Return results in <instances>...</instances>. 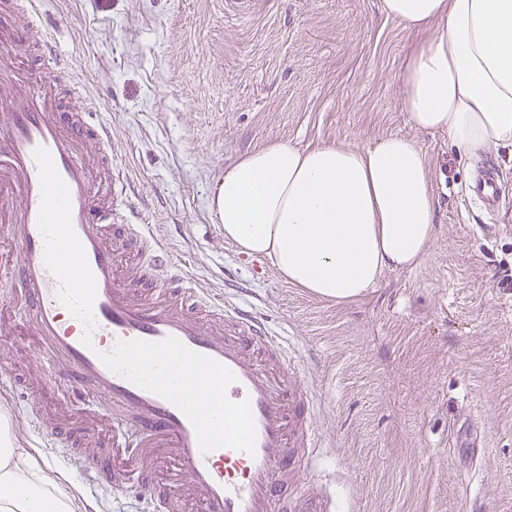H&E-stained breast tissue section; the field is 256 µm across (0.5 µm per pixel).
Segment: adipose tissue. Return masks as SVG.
Here are the masks:
<instances>
[{
	"label": "adipose tissue",
	"instance_id": "ef3b65f1",
	"mask_svg": "<svg viewBox=\"0 0 512 512\" xmlns=\"http://www.w3.org/2000/svg\"><path fill=\"white\" fill-rule=\"evenodd\" d=\"M414 38L399 106L412 127L474 154L512 144V0H380ZM429 158L416 140L368 146L275 141L224 171L210 208L225 240L323 300L362 298L422 264L435 235ZM45 470L0 434V512H75Z\"/></svg>",
	"mask_w": 512,
	"mask_h": 512
}]
</instances>
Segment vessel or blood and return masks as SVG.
Returning <instances> with one entry per match:
<instances>
[{
	"mask_svg": "<svg viewBox=\"0 0 512 512\" xmlns=\"http://www.w3.org/2000/svg\"><path fill=\"white\" fill-rule=\"evenodd\" d=\"M65 58L57 41L41 42L34 85L16 86L9 57L0 58V335L21 329L36 336V354L56 366L70 404L94 390L110 422L143 434L138 450L113 440L103 456L73 446L50 453L88 478L130 488L147 512H334L330 495L314 497L296 473L318 446L313 394L299 380L304 364L274 335L255 306L230 305L223 292L199 293L187 266L150 225L137 223L134 187L112 166V131L94 112L47 111L45 82ZM46 147L70 189L72 223L97 282L96 327L84 346V327L58 299V282L44 265L37 218L41 202L37 147ZM496 215L503 184L484 168L465 190ZM178 338L191 350L230 368L231 400H250L257 431L255 454L222 447L201 453L190 421L173 404L109 371L99 359L117 342ZM11 426L41 428L45 415L11 396Z\"/></svg>",
	"mask_w": 512,
	"mask_h": 512,
	"instance_id": "1",
	"label": "vessel or blood"
}]
</instances>
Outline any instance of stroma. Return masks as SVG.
<instances>
[{
    "instance_id": "obj_1",
    "label": "stroma",
    "mask_w": 512,
    "mask_h": 512,
    "mask_svg": "<svg viewBox=\"0 0 512 512\" xmlns=\"http://www.w3.org/2000/svg\"><path fill=\"white\" fill-rule=\"evenodd\" d=\"M68 67L55 92L90 104L135 206L203 292L239 290L308 356L302 384L325 446L299 478L335 512H512V147L464 155L414 129L398 102L412 39L379 0H40ZM398 133L427 152L438 198L427 259L336 304L257 273L209 208L226 166L273 141L371 145ZM506 188L495 221L463 190L480 167ZM31 337L0 336V379L65 405ZM98 512L123 492L52 470Z\"/></svg>"
}]
</instances>
